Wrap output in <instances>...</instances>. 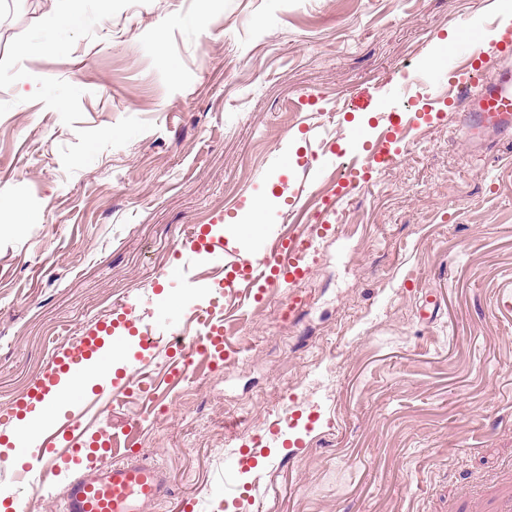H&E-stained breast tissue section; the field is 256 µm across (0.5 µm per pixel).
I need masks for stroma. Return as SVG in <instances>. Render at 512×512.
<instances>
[{
    "instance_id": "1",
    "label": "stroma",
    "mask_w": 512,
    "mask_h": 512,
    "mask_svg": "<svg viewBox=\"0 0 512 512\" xmlns=\"http://www.w3.org/2000/svg\"><path fill=\"white\" fill-rule=\"evenodd\" d=\"M0 0V414L115 309L192 342L221 267L182 251L192 225L249 251L285 199L330 191L306 128L360 150L399 85L451 74L446 32L483 47L496 0ZM43 44L23 56L24 45ZM396 161L320 224L306 278L263 302L222 299L232 346L195 359L160 411L102 406L86 441L105 465L134 448L169 474L147 512H448L512 485V136L469 144L456 112L419 118ZM276 200L229 232L225 210ZM25 215H17L14 199ZM220 298V297H219ZM289 336L282 346L281 336ZM115 377L162 378L165 350L127 336ZM261 436L267 457L232 474Z\"/></svg>"
}]
</instances>
